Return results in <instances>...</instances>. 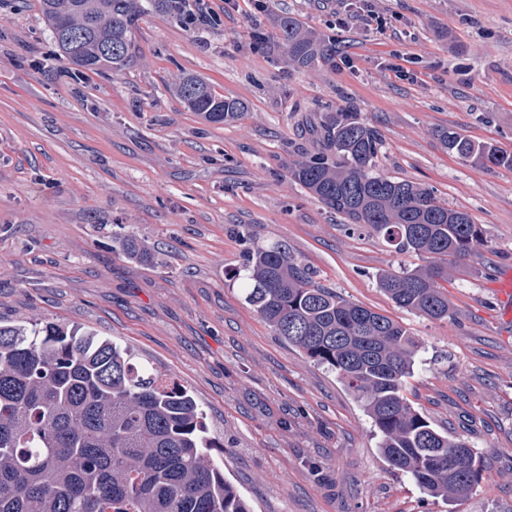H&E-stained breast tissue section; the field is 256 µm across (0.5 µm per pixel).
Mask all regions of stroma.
I'll return each mask as SVG.
<instances>
[{"mask_svg":"<svg viewBox=\"0 0 512 512\" xmlns=\"http://www.w3.org/2000/svg\"><path fill=\"white\" fill-rule=\"evenodd\" d=\"M215 25L154 15L136 65L62 61L40 0H0V323L91 327L185 386L211 456L252 512H512V167L448 153L449 128L512 155V0H200ZM371 10L381 26L359 16ZM297 17L347 50L300 68L279 43ZM404 76H396V68ZM206 80L244 112L211 124L171 87ZM381 134L377 173L467 212L480 252L450 265L453 315L400 308L377 277L428 265L311 197L290 167L320 150L324 113ZM149 246L115 250L114 225ZM279 243L318 281L404 325L419 343L404 396L481 452L465 499L394 471L362 402L275 336L235 278L247 248Z\"/></svg>","mask_w":512,"mask_h":512,"instance_id":"obj_1","label":"stroma"}]
</instances>
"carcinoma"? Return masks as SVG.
<instances>
[{"label": "carcinoma", "mask_w": 512, "mask_h": 512, "mask_svg": "<svg viewBox=\"0 0 512 512\" xmlns=\"http://www.w3.org/2000/svg\"><path fill=\"white\" fill-rule=\"evenodd\" d=\"M41 10L59 55L92 72L136 64L132 34L145 13L199 22L190 0H41ZM278 28L293 64H335V41L293 16L281 17ZM173 91L213 124L245 109L193 74ZM320 136L324 152L296 162L292 177L395 251L433 259L425 268L383 272L378 286L400 308L450 318L448 260L478 252L481 227L428 190L375 173L381 135L357 113L326 114ZM439 139L461 158L512 166L511 155L460 132L443 129ZM112 242L131 259L153 260L132 235L117 233ZM243 271L246 303L289 345L337 371L363 402L395 471L433 498L470 494L485 458L404 398L418 343L403 325L317 283L280 244L247 251ZM215 447L194 396L111 339L53 323L0 324V512H251L211 461Z\"/></svg>", "instance_id": "obj_1"}]
</instances>
